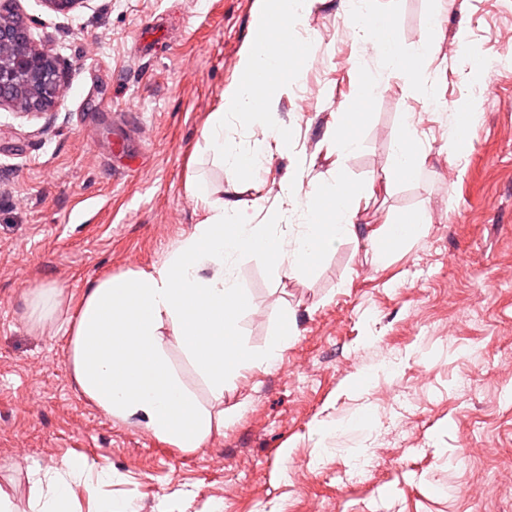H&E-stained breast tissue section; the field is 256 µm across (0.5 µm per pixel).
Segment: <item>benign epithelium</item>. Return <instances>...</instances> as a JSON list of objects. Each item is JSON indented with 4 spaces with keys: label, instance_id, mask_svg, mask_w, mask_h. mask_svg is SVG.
Segmentation results:
<instances>
[{
    "label": "benign epithelium",
    "instance_id": "obj_1",
    "mask_svg": "<svg viewBox=\"0 0 512 512\" xmlns=\"http://www.w3.org/2000/svg\"><path fill=\"white\" fill-rule=\"evenodd\" d=\"M9 10L10 0H0V106L46 111L63 93L56 58L19 37Z\"/></svg>",
    "mask_w": 512,
    "mask_h": 512
}]
</instances>
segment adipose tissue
<instances>
[{
  "instance_id": "obj_1",
  "label": "adipose tissue",
  "mask_w": 512,
  "mask_h": 512,
  "mask_svg": "<svg viewBox=\"0 0 512 512\" xmlns=\"http://www.w3.org/2000/svg\"><path fill=\"white\" fill-rule=\"evenodd\" d=\"M351 11L365 20V36L380 43L386 69L408 78L415 93L430 103H439L436 83L426 74L432 45L409 51L382 39L369 0H352ZM360 194L343 177L307 195L300 193L296 179H287L281 186L284 201L307 215L304 232L289 245L278 222L243 223L235 202L202 195L205 220L161 265L109 276L86 288L66 329L67 365L79 392L106 416L143 425L165 443L185 451L201 447L223 428L224 413L203 406L187 387L172 363L168 339H175L219 403L228 377L247 368L272 367L294 337L291 320L283 318L265 353L249 351L236 333V314L247 294L237 280L225 276V257L250 254L276 269L311 270L336 240L355 235L352 203ZM78 474L99 483L112 476L109 468L65 459L38 491L35 512H73L70 480Z\"/></svg>"
}]
</instances>
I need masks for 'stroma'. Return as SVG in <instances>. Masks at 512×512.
I'll return each mask as SVG.
<instances>
[{"mask_svg":"<svg viewBox=\"0 0 512 512\" xmlns=\"http://www.w3.org/2000/svg\"><path fill=\"white\" fill-rule=\"evenodd\" d=\"M256 8L15 0L68 93L42 115L0 108V489L14 512H33V471L80 456L111 469L100 494L138 512H512V0H373L407 49L433 42L437 111L355 38L344 0H317L301 93L273 112L292 147L241 182L203 132ZM148 24L158 33L143 47ZM355 101L359 145L339 154L331 135ZM462 111L457 149L448 130ZM410 121L423 158L400 177L393 145ZM291 175L306 192L341 175L375 194L353 203L356 236L311 272L237 259L243 342L265 350L287 314L296 335L273 367L227 381L223 429L186 452L80 395L65 328L85 289L160 264L204 220L199 188L296 233L303 218L279 191ZM421 210L429 224L374 264L371 236ZM49 285L64 291L61 314L32 329L24 295ZM358 450L374 462L362 486L338 476Z\"/></svg>","mask_w":512,"mask_h":512,"instance_id":"obj_1","label":"stroma"}]
</instances>
